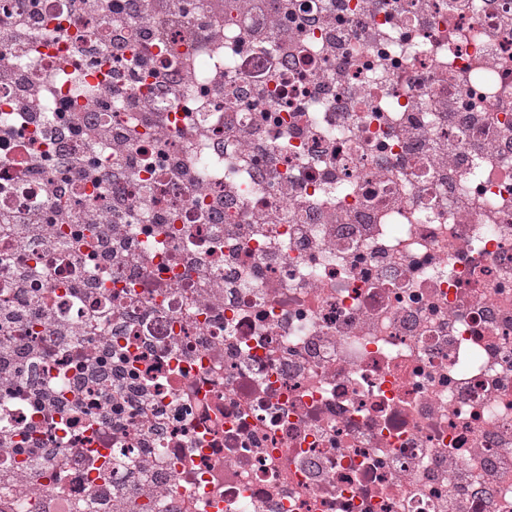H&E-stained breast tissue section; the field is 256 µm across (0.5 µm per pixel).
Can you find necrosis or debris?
Returning <instances> with one entry per match:
<instances>
[{
  "mask_svg": "<svg viewBox=\"0 0 512 512\" xmlns=\"http://www.w3.org/2000/svg\"><path fill=\"white\" fill-rule=\"evenodd\" d=\"M8 249L0 512H512V0H0Z\"/></svg>",
  "mask_w": 512,
  "mask_h": 512,
  "instance_id": "1",
  "label": "necrosis or debris"
}]
</instances>
